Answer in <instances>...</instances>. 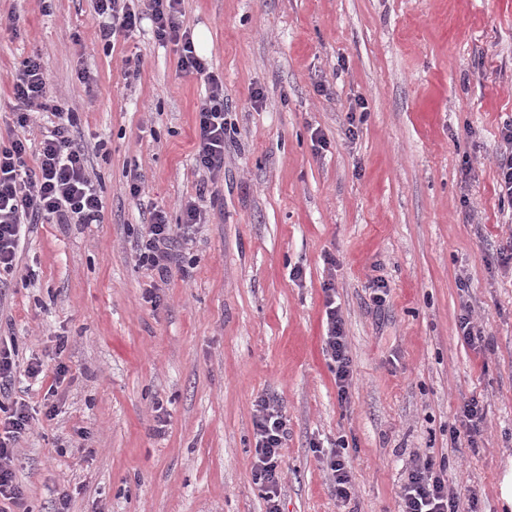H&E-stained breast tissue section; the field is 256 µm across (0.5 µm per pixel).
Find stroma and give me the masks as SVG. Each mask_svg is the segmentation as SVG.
<instances>
[{
	"mask_svg": "<svg viewBox=\"0 0 512 512\" xmlns=\"http://www.w3.org/2000/svg\"><path fill=\"white\" fill-rule=\"evenodd\" d=\"M183 13L211 33L236 132L220 199L201 201L191 278L158 284L133 258L149 214L128 184L142 175L147 200L173 217L196 198L204 85L179 74L150 21L107 54L95 0H0V19L22 18L18 33L0 31V138L18 132L36 149L51 127L48 112L12 123L11 75L39 52L49 94L79 114L103 196L100 223L34 225L0 290V340L45 369L12 393L33 417L16 469L28 512H50L63 491L68 512H265L251 476L252 402L265 394L287 419L280 512H401L405 472L428 456L448 462L461 506L501 512L512 264L498 255L512 208L496 151L512 116V0H184ZM327 281L352 359L344 408L322 352ZM466 307L489 348L458 339ZM474 397L486 427L472 449L448 429ZM341 436L346 507L325 455Z\"/></svg>",
	"mask_w": 512,
	"mask_h": 512,
	"instance_id": "obj_1",
	"label": "stroma"
}]
</instances>
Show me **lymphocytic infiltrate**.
<instances>
[{
	"mask_svg": "<svg viewBox=\"0 0 512 512\" xmlns=\"http://www.w3.org/2000/svg\"><path fill=\"white\" fill-rule=\"evenodd\" d=\"M183 0H149L147 14H140L128 0H96L99 39L111 51L118 37H128L142 19H150L160 44L179 48L182 76L202 81L206 94L197 110L195 165L203 174L199 197L219 196L224 171V138L228 112L224 105V80L210 69L195 49L193 34L182 20ZM16 102V123L26 127L33 111L52 113L57 122L41 144L35 165L27 163V145L19 138L0 143V271L13 272L22 235L30 226L52 221L58 224H96L101 220V187L91 177L85 150L79 142V116L63 99L47 92L39 54L24 58L11 75ZM206 219L196 200L186 201L178 220L152 209L147 224L136 238L139 266L165 282L173 275L188 277L186 250L195 228ZM326 328L323 351L335 374L339 404H347L352 365L344 321L335 304L333 283L323 285ZM13 350L0 347V500L22 507L23 491L16 483V445L29 433L32 418L25 404L8 402L16 370ZM254 450L252 479L267 503V512H278L283 472L282 449L287 436L286 419L276 400L258 396L252 404ZM402 512H460L458 497L448 484L445 462L426 457L411 468L400 486Z\"/></svg>",
	"mask_w": 512,
	"mask_h": 512,
	"instance_id": "1",
	"label": "lymphocytic infiltrate"
}]
</instances>
